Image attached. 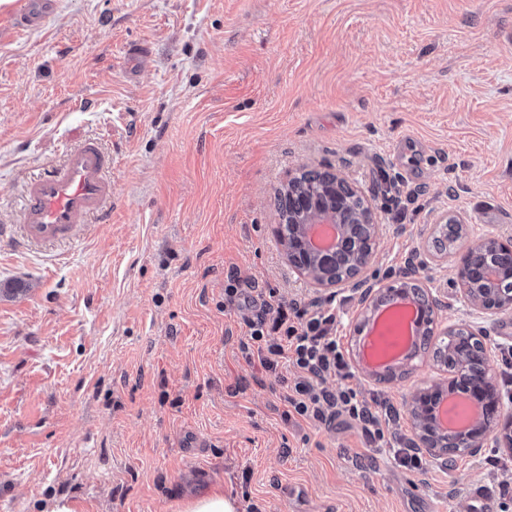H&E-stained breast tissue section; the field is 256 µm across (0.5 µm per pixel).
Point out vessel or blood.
Returning <instances> with one entry per match:
<instances>
[{
	"label": "vessel or blood",
	"mask_w": 512,
	"mask_h": 512,
	"mask_svg": "<svg viewBox=\"0 0 512 512\" xmlns=\"http://www.w3.org/2000/svg\"><path fill=\"white\" fill-rule=\"evenodd\" d=\"M59 0H28L16 16L23 28L42 26ZM112 157L98 140L69 149L61 166L31 179L24 189L19 237L27 244H53L102 217L112 203Z\"/></svg>",
	"instance_id": "obj_1"
}]
</instances>
